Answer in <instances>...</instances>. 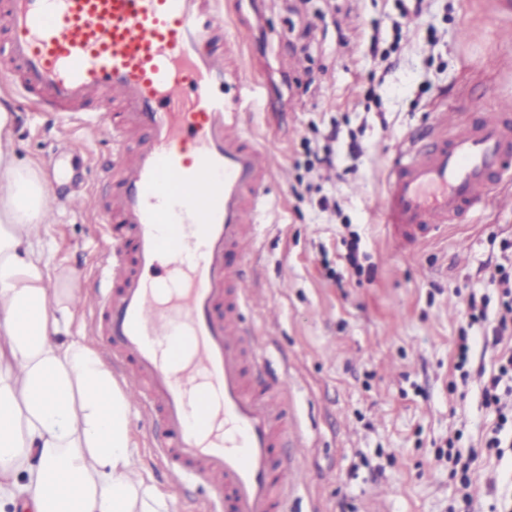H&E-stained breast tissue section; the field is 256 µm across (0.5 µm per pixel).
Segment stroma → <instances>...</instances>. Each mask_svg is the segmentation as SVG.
<instances>
[{
  "instance_id": "obj_1",
  "label": "stroma",
  "mask_w": 512,
  "mask_h": 512,
  "mask_svg": "<svg viewBox=\"0 0 512 512\" xmlns=\"http://www.w3.org/2000/svg\"><path fill=\"white\" fill-rule=\"evenodd\" d=\"M219 0L224 32L240 46L245 82L269 86L277 106L247 107L249 131L272 153L280 177L258 215L246 283L258 295L244 312L269 365L287 380L299 443L283 454L300 470L288 512H498L512 495V452L483 449L497 421L482 388L485 348L499 317V290L486 269L512 238V207L488 206L447 235L398 248L379 222L388 166L436 113L512 104V0ZM406 31H396L398 22ZM350 29L347 44L337 27ZM401 38L384 63L368 39ZM18 113L16 153L63 200L50 212L45 248L57 287L96 284L106 242L95 214L65 200L99 191L109 159L99 131L35 115L32 99L0 78ZM354 132L363 151L326 143L332 125ZM84 144L73 155V141ZM331 146L334 168L306 166L307 146ZM330 196L339 212L321 210ZM486 299L487 321L470 323V298ZM470 363L457 367L460 334ZM139 458L155 484L170 488L155 448L159 425L132 408ZM459 434L471 456L466 478L438 458Z\"/></svg>"
}]
</instances>
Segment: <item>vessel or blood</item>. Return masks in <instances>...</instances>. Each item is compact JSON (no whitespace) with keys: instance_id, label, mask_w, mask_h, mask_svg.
I'll list each match as a JSON object with an SVG mask.
<instances>
[{"instance_id":"vessel-or-blood-1","label":"vessel or blood","mask_w":512,"mask_h":512,"mask_svg":"<svg viewBox=\"0 0 512 512\" xmlns=\"http://www.w3.org/2000/svg\"><path fill=\"white\" fill-rule=\"evenodd\" d=\"M217 0H8L14 85L60 121L95 126L110 146L98 171L112 198L93 210L111 243L103 287L86 292L96 335L140 408L163 423L175 485L210 483L225 512H285L294 469L288 391L243 310L242 261L272 178L270 151L241 108L240 48ZM114 109L88 111L94 101ZM512 119L438 113L392 160L381 207L402 244L511 201Z\"/></svg>"}]
</instances>
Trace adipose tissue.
<instances>
[{
	"label": "adipose tissue",
	"mask_w": 512,
	"mask_h": 512,
	"mask_svg": "<svg viewBox=\"0 0 512 512\" xmlns=\"http://www.w3.org/2000/svg\"><path fill=\"white\" fill-rule=\"evenodd\" d=\"M0 100V508L170 512L132 446V403L98 350L69 334L43 241L50 187L15 155Z\"/></svg>",
	"instance_id": "1"
}]
</instances>
